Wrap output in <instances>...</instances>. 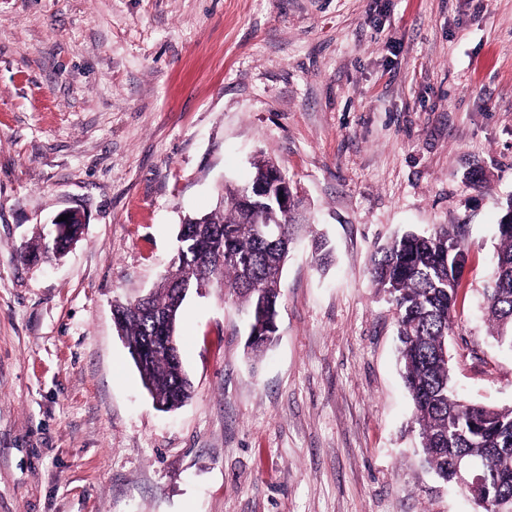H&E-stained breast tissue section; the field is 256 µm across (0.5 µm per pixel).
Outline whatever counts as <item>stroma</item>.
Listing matches in <instances>:
<instances>
[{"mask_svg":"<svg viewBox=\"0 0 512 512\" xmlns=\"http://www.w3.org/2000/svg\"><path fill=\"white\" fill-rule=\"evenodd\" d=\"M263 154L309 219L278 340L190 293L193 394L159 411L113 305ZM511 198L512 0H0V512H477L423 462L369 269L464 225L453 380L512 406L482 297ZM72 209L68 252L21 260Z\"/></svg>","mask_w":512,"mask_h":512,"instance_id":"obj_1","label":"stroma"}]
</instances>
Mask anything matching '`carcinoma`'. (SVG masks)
I'll use <instances>...</instances> for the list:
<instances>
[{"label": "carcinoma", "mask_w": 512, "mask_h": 512, "mask_svg": "<svg viewBox=\"0 0 512 512\" xmlns=\"http://www.w3.org/2000/svg\"><path fill=\"white\" fill-rule=\"evenodd\" d=\"M253 168L254 184L277 172L272 158L264 155ZM244 191L243 187H224L214 211L190 217L181 225L177 253L170 270L150 293L147 308L136 300L114 305L116 325L129 352L144 349L132 357L142 384L164 409L181 406L191 394L181 357L159 356L148 348L159 335L154 323L158 315L173 317L174 342L180 345L179 317L186 300L180 290L190 292L220 283L252 315L251 351H265L276 338L280 279L302 220V199L294 196L288 210L271 201L260 206V222L282 229V238L270 242L254 233ZM81 228L76 220L66 225V236L53 239L44 250L63 252ZM464 261L458 233L438 225L430 232H407L381 248L371 276L398 311L399 363L413 401L425 463L450 482L454 457L480 460L487 473L479 492L496 501L501 512H512V406L496 409L468 404L453 391L446 349ZM484 302L491 336L497 345L512 349V232L499 230Z\"/></svg>", "instance_id": "cac0c4a2"}]
</instances>
